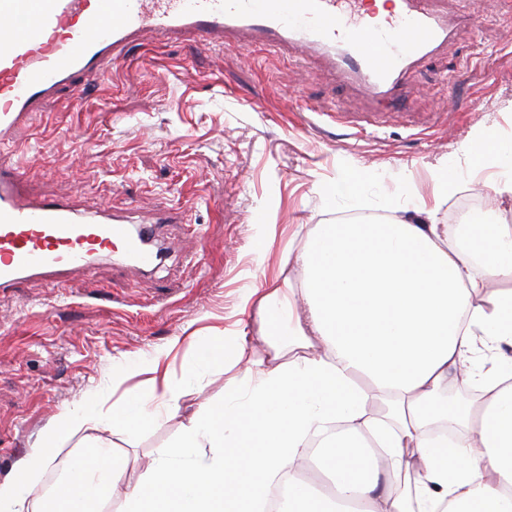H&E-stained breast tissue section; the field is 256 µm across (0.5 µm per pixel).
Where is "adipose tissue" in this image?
Segmentation results:
<instances>
[{"label": "adipose tissue", "mask_w": 512, "mask_h": 512, "mask_svg": "<svg viewBox=\"0 0 512 512\" xmlns=\"http://www.w3.org/2000/svg\"><path fill=\"white\" fill-rule=\"evenodd\" d=\"M456 155L493 173L484 189L512 201V137L485 126ZM391 219L315 224L288 261L299 290L264 280L241 300L268 358L246 336L199 343L181 377H153L104 410L80 405L47 426L0 480V512H263L286 481L288 512H512V225L406 219L402 181ZM240 365L237 386L180 418L182 379ZM475 389L449 400L457 382ZM180 418L179 435L120 490L112 446L87 439L54 490L28 503L30 481L81 432L125 434ZM319 451L303 461L308 439Z\"/></svg>", "instance_id": "adipose-tissue-1"}]
</instances>
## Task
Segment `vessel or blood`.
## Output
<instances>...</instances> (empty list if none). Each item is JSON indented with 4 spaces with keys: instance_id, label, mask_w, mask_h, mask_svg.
<instances>
[{
    "instance_id": "1",
    "label": "vessel or blood",
    "mask_w": 512,
    "mask_h": 512,
    "mask_svg": "<svg viewBox=\"0 0 512 512\" xmlns=\"http://www.w3.org/2000/svg\"><path fill=\"white\" fill-rule=\"evenodd\" d=\"M353 0H0V146H11L38 107L65 86L104 83L144 36L203 44L244 41L318 58L366 95L398 105L409 67L447 44L460 20L447 0H391L383 20ZM363 131L375 112H340ZM158 210L87 213L68 199L31 198L17 165L0 163V290L26 279L59 280L117 254L148 268L162 262Z\"/></svg>"
}]
</instances>
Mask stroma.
<instances>
[{"label":"stroma","instance_id":"1","mask_svg":"<svg viewBox=\"0 0 512 512\" xmlns=\"http://www.w3.org/2000/svg\"><path fill=\"white\" fill-rule=\"evenodd\" d=\"M449 8L465 24L409 70L407 105L380 103L386 124L363 135L329 120L368 107L331 71L244 43L148 38L95 93L66 88L42 104L18 147L0 151L32 194L145 215L184 208L188 197L193 204L182 223L161 226L171 252L151 273L101 256L66 287L32 278L0 293L1 479L46 424L79 403L147 390L142 374L113 391L112 375L127 363L161 354L177 376L188 334L244 330L243 293L278 273L289 246L301 244L299 225L363 215L364 205L396 195L404 175L432 201L429 170L441 162L459 180L439 206L440 223L469 198L481 218L512 224V212L482 190L487 175L454 153L483 125L512 127V8L506 0H451ZM344 165L377 170L381 180L364 184L358 199L327 203L321 188ZM239 375L201 370L182 386L183 415L221 398ZM178 428L162 415L136 433L101 436L129 456L124 480L133 484Z\"/></svg>","mask_w":512,"mask_h":512}]
</instances>
